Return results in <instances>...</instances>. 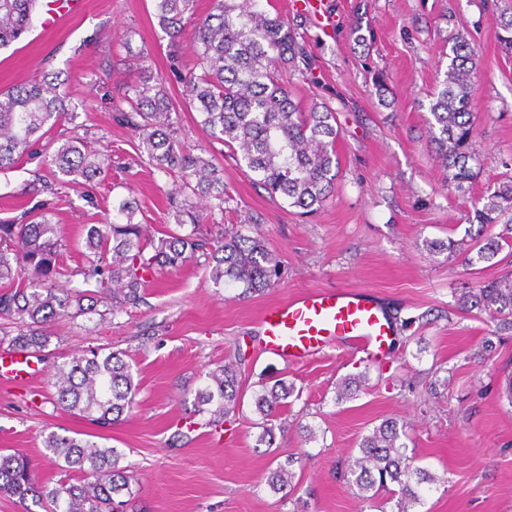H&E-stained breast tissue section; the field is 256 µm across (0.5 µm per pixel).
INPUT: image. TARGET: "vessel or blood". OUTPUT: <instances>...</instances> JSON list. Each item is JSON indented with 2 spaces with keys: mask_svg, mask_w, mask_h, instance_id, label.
I'll return each mask as SVG.
<instances>
[{
  "mask_svg": "<svg viewBox=\"0 0 512 512\" xmlns=\"http://www.w3.org/2000/svg\"><path fill=\"white\" fill-rule=\"evenodd\" d=\"M83 0H57L44 19L55 27L78 12ZM261 351L290 364L310 362L327 350L343 348L371 358L387 356L396 334L388 312L369 292L325 288L301 293L263 310L258 318ZM37 356L0 348V380L28 382L42 374Z\"/></svg>",
  "mask_w": 512,
  "mask_h": 512,
  "instance_id": "obj_1",
  "label": "vessel or blood"
}]
</instances>
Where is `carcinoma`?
Instances as JSON below:
<instances>
[{
	"label": "carcinoma",
	"mask_w": 512,
	"mask_h": 512,
	"mask_svg": "<svg viewBox=\"0 0 512 512\" xmlns=\"http://www.w3.org/2000/svg\"><path fill=\"white\" fill-rule=\"evenodd\" d=\"M37 0H0V47L27 32ZM196 0H155L158 23L171 41L182 35L184 19L195 14ZM271 3L262 0H211L209 12L196 20L195 55L201 73L178 75L182 99L194 107L198 124L211 138L224 143L236 161L255 176L270 194L308 213L333 193L339 173L336 140L340 129L328 104L305 112L291 77L306 78L311 54L297 31ZM475 52L462 35L456 38L444 78L430 95L429 138L435 159L448 173V186L457 190L477 176L471 150L475 133L469 89L475 74ZM115 120L129 127L150 164L173 178L184 199L173 200L175 230L154 239L145 225L134 221L135 203L124 198L112 205V221L84 227L82 261L71 268L60 260L59 227L48 218L49 209L25 212L22 224H0V315L16 319L14 332L0 334V344L41 352L49 344L48 328L60 318L88 321L116 316L140 305L146 275L177 268L199 254L210 281L242 293L262 292L279 277V260L261 237L244 233L248 225L226 232L204 234L200 225L218 223L224 215V178L211 158L184 151L177 139L179 112L162 80L144 70L125 86ZM78 113L61 83L44 76L0 90V172L16 164L36 134L67 123L70 134L45 158V165L61 186L101 181L111 166L110 156L95 140L79 133ZM476 210L479 228L500 223L512 210V183L483 197ZM512 256V220L492 236L478 234L476 251L468 265L488 263L500 253ZM84 288L68 287L72 278ZM462 305L512 324V274L502 276L463 295ZM196 391L195 407L220 422L236 413L241 402V379L228 362L206 374ZM51 384L56 407L100 425L124 420L135 402L128 355L120 350L91 348L54 365ZM294 386L283 379L254 393L260 415L257 445L273 447L279 417ZM398 423L386 420L362 437L358 455L350 456L345 475L359 498L385 512L392 502L396 512H413L424 492L445 481L415 465V452L402 440ZM44 447L56 460L58 479L41 482L30 461L14 452L0 453V492L21 501L32 500L43 512H125L124 498L136 490L115 448L73 436L49 434ZM289 464L279 465L269 485L283 491L291 486Z\"/></svg>",
	"instance_id": "cac0c4a2"
}]
</instances>
